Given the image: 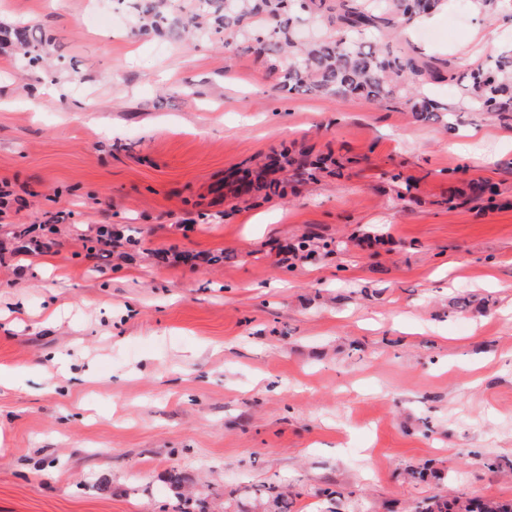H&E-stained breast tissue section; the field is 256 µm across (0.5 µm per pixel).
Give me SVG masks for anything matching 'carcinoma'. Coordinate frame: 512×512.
<instances>
[{
    "label": "carcinoma",
    "mask_w": 512,
    "mask_h": 512,
    "mask_svg": "<svg viewBox=\"0 0 512 512\" xmlns=\"http://www.w3.org/2000/svg\"><path fill=\"white\" fill-rule=\"evenodd\" d=\"M141 34L176 38L224 36V47L246 44L256 59L277 76L274 90L282 95L316 93L362 98L382 104L399 100L418 119L444 113L486 112L512 124V46L490 61L459 71L452 63L425 59L416 51L372 45L369 34L394 33L399 25L429 16L444 0H117ZM28 62L37 63L42 39L25 25L13 31ZM448 83L461 88L459 102L431 97L430 86ZM327 161L312 163L304 154L286 150L269 155L256 170L243 173L245 188H231L233 198L253 203L284 196L288 177L314 178ZM251 496L268 512H289L288 498L273 486L256 487ZM416 512H512V501L429 498Z\"/></svg>",
    "instance_id": "cac0c4a2"
}]
</instances>
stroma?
Segmentation results:
<instances>
[{
  "label": "stroma",
  "mask_w": 512,
  "mask_h": 512,
  "mask_svg": "<svg viewBox=\"0 0 512 512\" xmlns=\"http://www.w3.org/2000/svg\"><path fill=\"white\" fill-rule=\"evenodd\" d=\"M116 13L0 0L1 30L44 42L35 67L0 42V183L19 197L0 220V512H183L191 494L239 512L258 485L292 512L512 501V127L284 97L252 54ZM507 42L512 23L448 0L393 45L474 65ZM284 147L350 166L259 205L218 192ZM472 182L492 200L447 204ZM19 224L55 247L23 248Z\"/></svg>",
  "instance_id": "stroma-1"
}]
</instances>
